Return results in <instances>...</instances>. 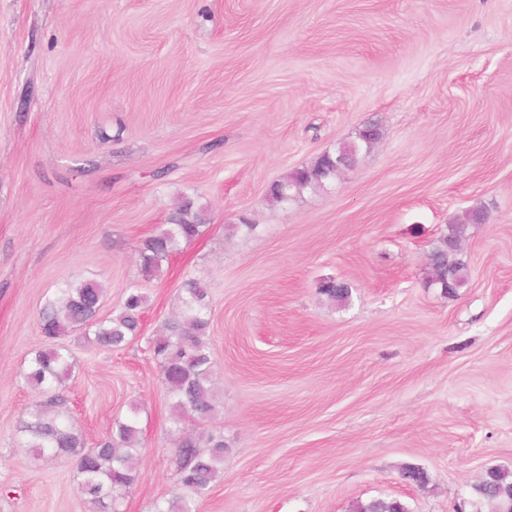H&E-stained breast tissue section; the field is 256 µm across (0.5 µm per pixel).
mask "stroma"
Listing matches in <instances>:
<instances>
[{"label": "stroma", "mask_w": 512, "mask_h": 512, "mask_svg": "<svg viewBox=\"0 0 512 512\" xmlns=\"http://www.w3.org/2000/svg\"><path fill=\"white\" fill-rule=\"evenodd\" d=\"M371 120L326 189L269 197ZM184 196L209 227L142 283L139 245ZM476 207L468 284L428 285L436 238ZM189 278L217 411L177 427L147 339ZM84 279L103 318L148 296L123 348L65 339L74 427L138 419L122 512L176 490L182 431L226 445L195 512H491L476 484L512 471V0H0V512H93L73 460L19 433L40 310ZM351 512H408L406 505L396 498H376L356 502Z\"/></svg>", "instance_id": "obj_1"}]
</instances>
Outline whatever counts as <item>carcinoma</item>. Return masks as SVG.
Here are the masks:
<instances>
[{"mask_svg":"<svg viewBox=\"0 0 512 512\" xmlns=\"http://www.w3.org/2000/svg\"><path fill=\"white\" fill-rule=\"evenodd\" d=\"M380 137V128L367 124L357 141L342 145L334 154H323L313 165L274 182L271 196L288 202L306 189H321L336 176V163H355L361 147H370ZM480 222L476 211L468 222L452 224L441 235L430 254L432 278L429 283L445 288L447 282L459 289L468 281L467 267L457 257V244L470 225ZM207 229L204 209L195 208L189 198L181 200L170 222L142 240L140 274L150 282L163 273L165 263L180 249L190 244ZM319 293L332 301L345 303L349 288L333 278L319 282ZM183 308L180 317L166 324V333L148 340V349L161 368V382L180 414H190L205 421L214 410L211 389V358L207 329V289L196 279L183 284ZM104 288L95 280L70 282L48 298L42 311V331L47 345L36 352L23 373L25 384L43 397L21 422V446L31 448L36 456L74 458L80 475L79 492L97 512H121L122 492L134 484L130 460L140 445V428L135 415L118 420L112 433L95 443L70 423L66 414L67 398L60 386L72 371L71 354L62 339L74 331L93 337L101 349L120 348L139 336L148 298L142 289H127L120 309L108 318L98 316ZM224 437L211 435L206 449L197 439L185 437L175 449L178 490L155 503L154 512H194V499L209 493L224 472ZM475 491L495 504V512H512V473L491 468L486 471ZM351 512H408L396 498H376L356 502Z\"/></svg>","mask_w":512,"mask_h":512,"instance_id":"1","label":"carcinoma"}]
</instances>
